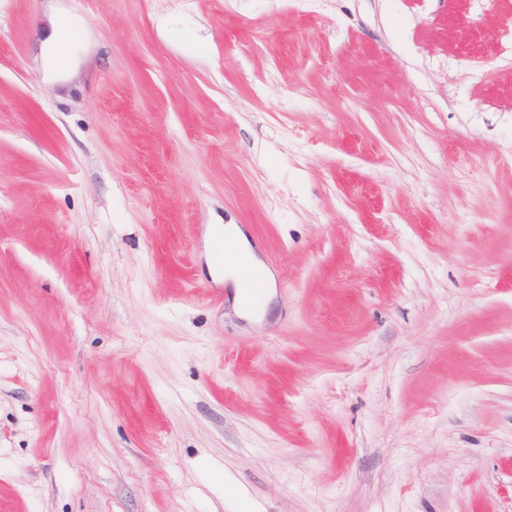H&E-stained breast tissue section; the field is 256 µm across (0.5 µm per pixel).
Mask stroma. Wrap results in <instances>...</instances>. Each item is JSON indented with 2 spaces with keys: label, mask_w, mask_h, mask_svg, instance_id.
I'll list each match as a JSON object with an SVG mask.
<instances>
[{
  "label": "stroma",
  "mask_w": 512,
  "mask_h": 512,
  "mask_svg": "<svg viewBox=\"0 0 512 512\" xmlns=\"http://www.w3.org/2000/svg\"><path fill=\"white\" fill-rule=\"evenodd\" d=\"M0 512H512V0H0ZM224 233L227 238V247L224 251ZM224 233L219 232L216 235V245L218 248V254L223 255L224 253V262L223 264L218 262V260L214 257L212 260V265L222 266L224 267V280H231L234 282L236 288H238V284L236 281V261L240 254H247L252 261L254 262V266L260 271V274L263 279L266 280L267 283L270 281L269 273L262 268L260 264L256 261L253 256L249 243L242 233L241 229L234 224L224 225Z\"/></svg>",
  "instance_id": "obj_1"
}]
</instances>
